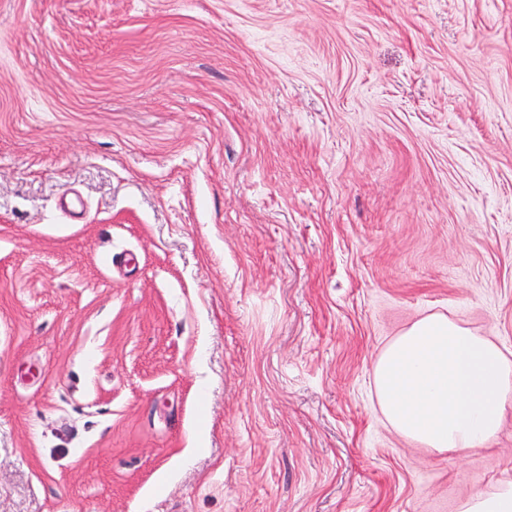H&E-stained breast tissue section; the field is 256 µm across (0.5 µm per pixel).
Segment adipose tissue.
<instances>
[{"label": "adipose tissue", "instance_id": "adipose-tissue-1", "mask_svg": "<svg viewBox=\"0 0 512 512\" xmlns=\"http://www.w3.org/2000/svg\"><path fill=\"white\" fill-rule=\"evenodd\" d=\"M373 381L394 430L440 453L461 452L499 433L512 403V357L494 341L430 315L382 350Z\"/></svg>", "mask_w": 512, "mask_h": 512}]
</instances>
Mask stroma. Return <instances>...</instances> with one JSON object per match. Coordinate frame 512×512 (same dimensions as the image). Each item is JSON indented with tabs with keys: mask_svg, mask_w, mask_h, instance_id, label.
I'll return each mask as SVG.
<instances>
[{
	"mask_svg": "<svg viewBox=\"0 0 512 512\" xmlns=\"http://www.w3.org/2000/svg\"><path fill=\"white\" fill-rule=\"evenodd\" d=\"M431 314L512 351V0H0V512H460Z\"/></svg>",
	"mask_w": 512,
	"mask_h": 512,
	"instance_id": "35a3bbf8",
	"label": "stroma"
}]
</instances>
